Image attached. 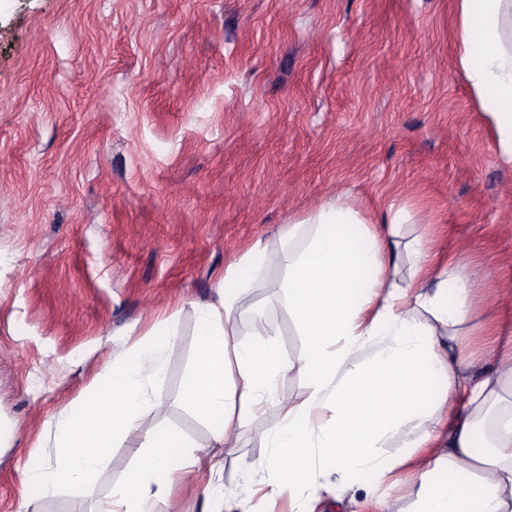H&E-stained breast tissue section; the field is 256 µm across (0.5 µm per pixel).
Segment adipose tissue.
<instances>
[{
	"mask_svg": "<svg viewBox=\"0 0 512 512\" xmlns=\"http://www.w3.org/2000/svg\"><path fill=\"white\" fill-rule=\"evenodd\" d=\"M456 63L484 99L501 156L512 162V0H457ZM399 209L366 214L339 195L291 222L279 254L262 242L230 262L219 300L195 308L198 358L183 396L208 425L210 440L186 451L177 431L162 427L169 411L144 394L163 371L175 342L169 322L156 324L52 424L54 468L31 458L36 491L93 485L117 443L137 462L112 487L99 512H154V495L174 477L206 465L224 468L252 412L275 408L280 425L267 434L261 468L277 473L279 490L318 493L315 469L336 474L348 490H365L408 463L385 454L395 436L422 456L403 486L402 512H512V359L475 375L454 351L475 328L468 278L434 262L421 238L403 241ZM284 262V310L305 345L293 358L271 343L239 341L240 298ZM234 379H227L228 369ZM295 372L311 389L300 403L276 399L278 379ZM157 426L142 428L144 416Z\"/></svg>",
	"mask_w": 512,
	"mask_h": 512,
	"instance_id": "adipose-tissue-1",
	"label": "adipose tissue"
}]
</instances>
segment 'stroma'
Segmentation results:
<instances>
[{"instance_id": "obj_1", "label": "stroma", "mask_w": 512, "mask_h": 512, "mask_svg": "<svg viewBox=\"0 0 512 512\" xmlns=\"http://www.w3.org/2000/svg\"><path fill=\"white\" fill-rule=\"evenodd\" d=\"M456 0H0V512H95L134 463L109 448L94 485L30 491L52 464L51 424L102 362L173 317L149 399L203 445L182 398L197 358L194 304L228 261L329 197L394 206L442 261L474 279L476 373L512 351V163L457 66ZM269 285L241 299L239 341L296 357L305 339ZM267 410L216 475L174 485L155 512L206 500L246 512H340L328 491H276L254 470Z\"/></svg>"}]
</instances>
